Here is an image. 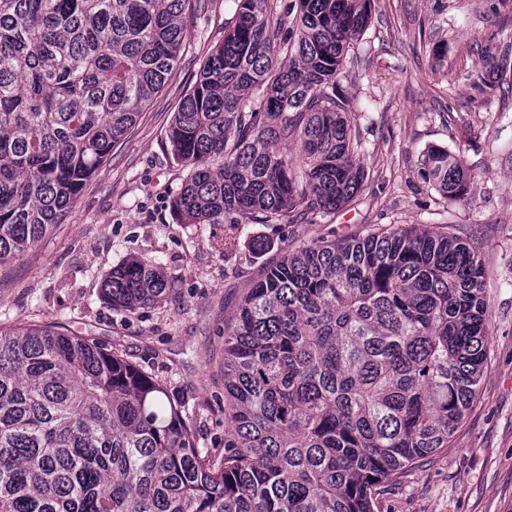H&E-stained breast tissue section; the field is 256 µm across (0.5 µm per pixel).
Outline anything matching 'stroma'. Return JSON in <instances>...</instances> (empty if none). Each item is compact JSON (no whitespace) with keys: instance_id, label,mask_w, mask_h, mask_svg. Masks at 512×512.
<instances>
[{"instance_id":"35a3bbf8","label":"stroma","mask_w":512,"mask_h":512,"mask_svg":"<svg viewBox=\"0 0 512 512\" xmlns=\"http://www.w3.org/2000/svg\"><path fill=\"white\" fill-rule=\"evenodd\" d=\"M234 0L187 15L188 41L164 86L85 183L62 224L0 267V326L51 325L139 365L186 411L198 447H224V333L284 252L400 224L459 237L481 254L488 366L448 448L388 482L378 512H512V0H374L342 87L352 102L365 179L344 209L279 224H185L171 201L185 170L166 134ZM495 71L501 92L482 95ZM460 155L467 200L421 175L430 147ZM267 248L255 252V242ZM147 259L164 302L117 311L101 287L112 267Z\"/></svg>"}]
</instances>
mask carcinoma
Wrapping results in <instances>:
<instances>
[{"label": "carcinoma", "instance_id": "cac0c4a2", "mask_svg": "<svg viewBox=\"0 0 512 512\" xmlns=\"http://www.w3.org/2000/svg\"><path fill=\"white\" fill-rule=\"evenodd\" d=\"M201 0H0V265L33 248L178 62ZM167 138L188 224L328 216L361 190L344 63L372 0H236ZM284 31L282 37L277 32ZM422 177L462 200V160ZM102 296L165 299L153 262ZM483 262L396 225L284 253L224 338V450L204 451L162 383L49 327L0 328V512H374L473 403L488 353Z\"/></svg>", "mask_w": 512, "mask_h": 512}]
</instances>
